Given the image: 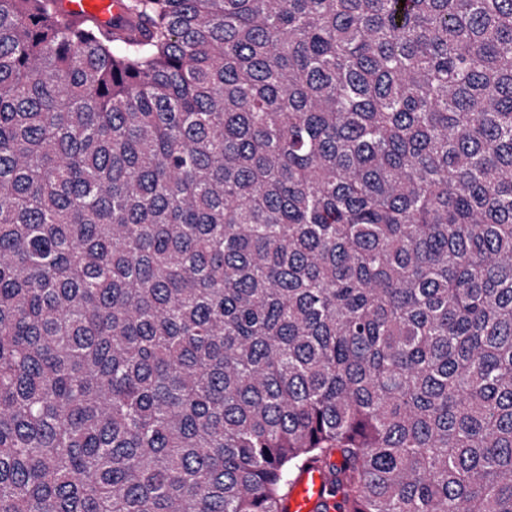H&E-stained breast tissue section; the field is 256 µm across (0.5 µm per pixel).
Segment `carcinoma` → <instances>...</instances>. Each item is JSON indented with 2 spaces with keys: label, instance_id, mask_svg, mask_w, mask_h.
Segmentation results:
<instances>
[{
  "label": "carcinoma",
  "instance_id": "obj_1",
  "mask_svg": "<svg viewBox=\"0 0 512 512\" xmlns=\"http://www.w3.org/2000/svg\"><path fill=\"white\" fill-rule=\"evenodd\" d=\"M57 2L0 0V512H512V0ZM60 7L74 18L92 17L102 24H115L122 16L117 0H62ZM330 477L317 467L303 468L293 481V488L284 502L285 512H337L338 497L329 493Z\"/></svg>",
  "mask_w": 512,
  "mask_h": 512
}]
</instances>
